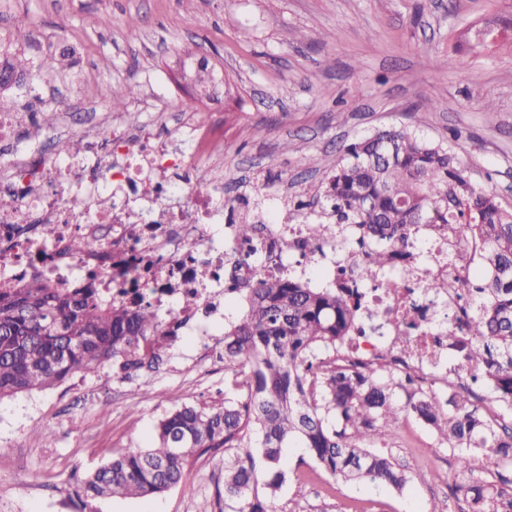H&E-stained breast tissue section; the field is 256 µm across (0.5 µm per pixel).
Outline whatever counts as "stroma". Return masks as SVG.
I'll return each instance as SVG.
<instances>
[{"mask_svg": "<svg viewBox=\"0 0 512 512\" xmlns=\"http://www.w3.org/2000/svg\"><path fill=\"white\" fill-rule=\"evenodd\" d=\"M512 15V0H0V52L22 51L45 93L109 102L113 85L140 92L121 118L132 129L166 111L175 151L187 148L181 106L217 129L206 146L224 159V197L257 179V197L313 200L351 143L407 127L447 144L471 182L512 210V49L448 54L469 26ZM140 24L129 28L128 17ZM32 32L25 44L18 29ZM335 37L323 41V32ZM71 50L72 66L60 67ZM206 59L209 94L192 73ZM443 101L423 112L424 99ZM492 107H485V99ZM162 372L131 381L111 364L32 395L0 401V512H224V451L186 465L181 482L137 499L87 498L86 477L105 460L146 444L171 394L200 406L224 401V368L177 340ZM397 389V438L375 441L408 474L403 491L329 475L303 448L283 451L277 512H442L470 479L499 487L512 464L475 460L460 472L451 448L408 408Z\"/></svg>", "mask_w": 512, "mask_h": 512, "instance_id": "35a3bbf8", "label": "stroma"}]
</instances>
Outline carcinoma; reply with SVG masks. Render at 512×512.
Segmentation results:
<instances>
[{
  "label": "carcinoma",
  "mask_w": 512,
  "mask_h": 512,
  "mask_svg": "<svg viewBox=\"0 0 512 512\" xmlns=\"http://www.w3.org/2000/svg\"><path fill=\"white\" fill-rule=\"evenodd\" d=\"M482 40L469 32L448 62L465 48H482ZM30 71L23 55L0 59V112L17 109L9 91ZM137 94L134 84L114 86L112 109L122 111ZM345 153L319 187V217L307 225L306 240H334L346 227L361 240L379 239L361 270L364 282L375 283L393 248L413 242L418 224H446L448 238L474 239L487 275L467 282L479 303L467 320L448 324V347L473 380L492 381L512 404V212L493 191L471 184L450 148L414 130H381ZM243 291L245 315L224 332V369L231 372L224 405L197 406L172 394L173 410L156 425L151 446L109 458L84 481L85 496L161 493L180 482L189 458L222 448L224 507L276 512L282 450L292 443L334 477L406 487L405 471L362 443L395 439L394 393L407 383L380 366L334 358L362 317L350 289L309 288L284 272ZM176 339L148 303L106 304L89 288L42 282L0 288V400L55 388L108 362L129 380L158 369ZM411 409L453 449L459 471H472L480 454L512 462V428L482 411L467 389L445 401L423 394ZM258 458L269 476L264 495L254 487ZM460 491L470 512H500L505 490L491 494L474 481Z\"/></svg>",
  "instance_id": "cac0c4a2"
}]
</instances>
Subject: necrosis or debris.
<instances>
[{
  "label": "necrosis or debris",
  "mask_w": 512,
  "mask_h": 512,
  "mask_svg": "<svg viewBox=\"0 0 512 512\" xmlns=\"http://www.w3.org/2000/svg\"><path fill=\"white\" fill-rule=\"evenodd\" d=\"M97 112L75 160L16 156L0 164V199L7 201L0 206V287L39 279L92 285L108 303L148 301L168 325L218 354L224 339L210 325L224 315L230 282H257L286 262L315 258L330 278L356 284L366 314L340 357L384 366L423 390L466 386L463 367L448 364L447 325L471 311L464 283L475 258L472 242L449 241L442 224L419 225L428 253H398L381 285L359 284L364 249L327 241L314 256L304 255L305 225L274 223L246 197L222 204L194 192L201 176L223 186L222 161L198 166L170 152L157 132H124L118 115L102 106ZM103 195L110 198L105 208L97 205ZM247 220L255 234L243 244L233 227ZM77 234L95 243L80 256L68 249ZM200 268L209 274L203 283ZM192 291L200 302L188 310L181 300ZM403 341L412 348L406 357L395 352Z\"/></svg>",
  "instance_id": "obj_1"
}]
</instances>
